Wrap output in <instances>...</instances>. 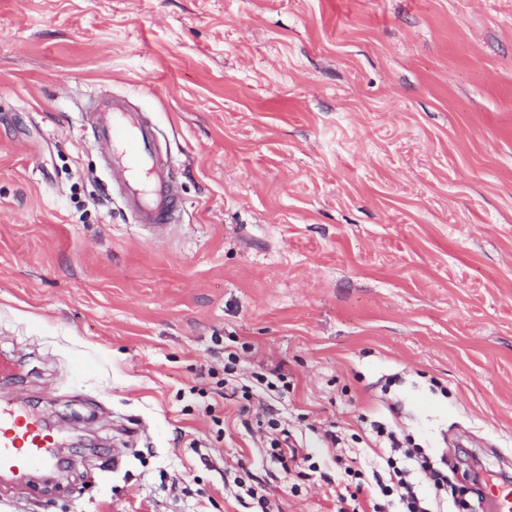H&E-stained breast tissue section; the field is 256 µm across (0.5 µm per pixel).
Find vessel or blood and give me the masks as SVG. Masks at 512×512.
<instances>
[{
  "label": "vessel or blood",
  "mask_w": 512,
  "mask_h": 512,
  "mask_svg": "<svg viewBox=\"0 0 512 512\" xmlns=\"http://www.w3.org/2000/svg\"><path fill=\"white\" fill-rule=\"evenodd\" d=\"M83 118L91 128L112 191L134 223L165 232L182 221L175 164L159 147V131L129 96L100 93ZM55 436L22 410L0 409V471L16 482L54 465Z\"/></svg>",
  "instance_id": "1"
}]
</instances>
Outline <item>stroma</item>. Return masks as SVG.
I'll list each match as a JSON object with an SVG mask.
<instances>
[{"label":"stroma","mask_w":512,"mask_h":512,"mask_svg":"<svg viewBox=\"0 0 512 512\" xmlns=\"http://www.w3.org/2000/svg\"><path fill=\"white\" fill-rule=\"evenodd\" d=\"M101 91L174 160L165 239L108 187ZM0 356L70 467L0 476V512H246L238 476L367 512L322 435L391 403L449 512H493L459 452L512 479V0H0ZM264 403L312 466L262 463Z\"/></svg>","instance_id":"1"}]
</instances>
